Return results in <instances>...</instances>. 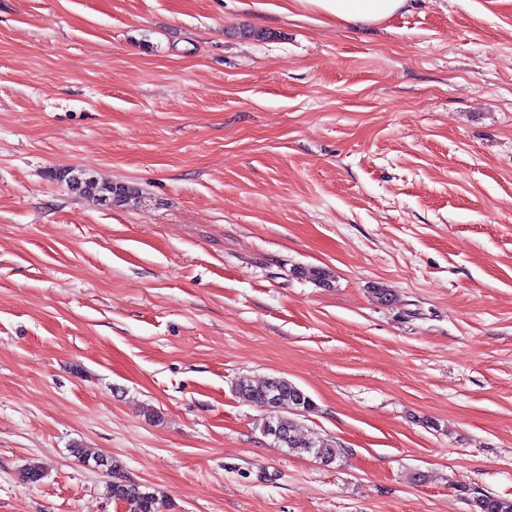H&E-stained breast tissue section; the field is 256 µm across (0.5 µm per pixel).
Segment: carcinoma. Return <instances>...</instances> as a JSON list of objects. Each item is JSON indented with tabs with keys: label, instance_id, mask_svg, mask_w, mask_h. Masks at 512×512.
<instances>
[{
	"label": "carcinoma",
	"instance_id": "obj_1",
	"mask_svg": "<svg viewBox=\"0 0 512 512\" xmlns=\"http://www.w3.org/2000/svg\"><path fill=\"white\" fill-rule=\"evenodd\" d=\"M62 178L73 193L92 196L110 205H120L136 195L135 189L129 185L101 183L86 171H66ZM234 390L244 400L266 410L265 420L276 429V433L270 434V437L287 448L288 452L311 456L324 465H330L340 458L341 449L328 440L306 437L297 431L291 408L299 405L309 412L313 410L314 402L295 384L281 377H269L256 383L243 376L235 382ZM273 397L277 399L281 410L268 409L269 400ZM80 458L82 462H92L95 467L108 472L112 477L109 493L112 498L125 504L126 512H162L161 499L148 487L128 481L123 475L120 461L85 452L81 453ZM474 507V512H512V499L484 494L474 500Z\"/></svg>",
	"mask_w": 512,
	"mask_h": 512
}]
</instances>
